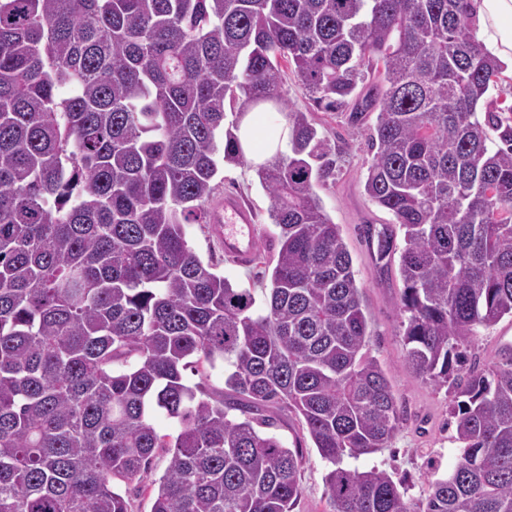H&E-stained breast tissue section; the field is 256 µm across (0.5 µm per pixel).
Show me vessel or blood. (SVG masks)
<instances>
[{
  "label": "vessel or blood",
  "mask_w": 512,
  "mask_h": 512,
  "mask_svg": "<svg viewBox=\"0 0 512 512\" xmlns=\"http://www.w3.org/2000/svg\"><path fill=\"white\" fill-rule=\"evenodd\" d=\"M211 231L221 242L226 257L240 266L252 264L257 246L255 215L237 198L228 196L215 205Z\"/></svg>",
  "instance_id": "b4317fda"
}]
</instances>
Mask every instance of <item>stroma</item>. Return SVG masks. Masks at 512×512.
I'll use <instances>...</instances> for the list:
<instances>
[{
	"mask_svg": "<svg viewBox=\"0 0 512 512\" xmlns=\"http://www.w3.org/2000/svg\"><path fill=\"white\" fill-rule=\"evenodd\" d=\"M312 111L319 133L341 152L335 178L318 186L317 193L333 222L339 225L350 251L371 318V353L385 368L404 418L401 430L388 448L346 459L345 464L362 470L378 467L387 470L393 479H406L408 498L418 501L426 497L430 481L453 471L462 453L455 439L454 420L448 413L451 397L445 389L417 379L405 362L398 307L402 282L397 269L379 271L366 233L367 227L378 229L392 222L390 214L372 204L363 192L364 177L372 160L369 130L351 126L342 113ZM218 179L219 195L237 196L256 213L259 259L248 267L228 260L206 224L186 225V239L203 261L213 263L217 272L232 283L252 289L257 306H264L280 248L279 230L268 217L270 199L259 184L252 164L224 165ZM507 330L512 332L511 317L487 328H477L466 353L468 363L482 367L496 363L502 334ZM270 414L276 420L275 435L286 447L301 448L304 455L300 471L304 496L296 512H328L324 481L328 463L321 458L306 428L294 414L275 408Z\"/></svg>",
	"mask_w": 512,
	"mask_h": 512,
	"instance_id": "obj_1",
	"label": "stroma"
}]
</instances>
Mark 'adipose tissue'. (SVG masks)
Instances as JSON below:
<instances>
[{
  "label": "adipose tissue",
  "instance_id": "1",
  "mask_svg": "<svg viewBox=\"0 0 512 512\" xmlns=\"http://www.w3.org/2000/svg\"><path fill=\"white\" fill-rule=\"evenodd\" d=\"M474 11L477 41L512 76V0H475ZM289 133L287 119L271 105L262 104L245 113L237 136L246 159L257 167L285 151Z\"/></svg>",
  "mask_w": 512,
  "mask_h": 512
}]
</instances>
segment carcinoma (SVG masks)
I'll return each mask as SVG.
<instances>
[{"label": "carcinoma", "instance_id": "cac0c4a2", "mask_svg": "<svg viewBox=\"0 0 512 512\" xmlns=\"http://www.w3.org/2000/svg\"><path fill=\"white\" fill-rule=\"evenodd\" d=\"M474 27L471 0H0V512H130L134 481L151 512H295L303 453L264 432L272 406L331 465L329 512H512V350L453 367L512 317V126ZM284 62L317 107L376 114L364 192L404 231L406 362L447 387L462 444L417 502L343 465L403 419L316 192L338 152L289 108ZM261 103L291 130L256 168L280 237L262 309L184 230L209 223ZM394 254L385 227L378 261ZM203 363L228 367L229 398L187 382ZM121 489L127 492L132 512H150L152 495L149 489L145 488L143 484L132 483L126 486L122 484Z\"/></svg>", "mask_w": 512, "mask_h": 512}]
</instances>
